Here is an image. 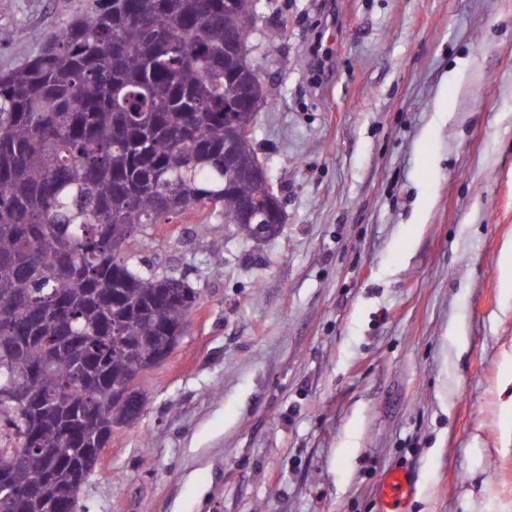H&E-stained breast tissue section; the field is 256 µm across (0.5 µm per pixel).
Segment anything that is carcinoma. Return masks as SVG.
I'll list each match as a JSON object with an SVG mask.
<instances>
[{
  "label": "carcinoma",
  "mask_w": 512,
  "mask_h": 512,
  "mask_svg": "<svg viewBox=\"0 0 512 512\" xmlns=\"http://www.w3.org/2000/svg\"><path fill=\"white\" fill-rule=\"evenodd\" d=\"M248 0H108L0 73L1 466L26 488L6 512H65L95 471L91 448L139 415L125 394L185 335L197 292L159 282L130 249L152 224L212 208L240 224L255 185L232 177L252 140L224 133L251 69L227 51L249 37Z\"/></svg>",
  "instance_id": "carcinoma-1"
}]
</instances>
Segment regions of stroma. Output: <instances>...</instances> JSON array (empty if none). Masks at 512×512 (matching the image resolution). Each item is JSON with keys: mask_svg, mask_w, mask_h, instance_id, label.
Returning a JSON list of instances; mask_svg holds the SVG:
<instances>
[{"mask_svg": "<svg viewBox=\"0 0 512 512\" xmlns=\"http://www.w3.org/2000/svg\"><path fill=\"white\" fill-rule=\"evenodd\" d=\"M100 0H0V73ZM279 235L193 214L138 255L200 293L79 512H512V0H259ZM223 242L213 251V242ZM417 489V476L409 467H398L386 473L379 484L377 501L379 512H404L403 503Z\"/></svg>", "mask_w": 512, "mask_h": 512, "instance_id": "stroma-1", "label": "stroma"}]
</instances>
